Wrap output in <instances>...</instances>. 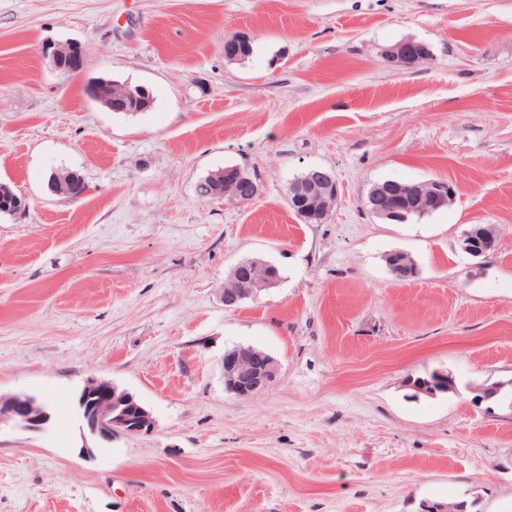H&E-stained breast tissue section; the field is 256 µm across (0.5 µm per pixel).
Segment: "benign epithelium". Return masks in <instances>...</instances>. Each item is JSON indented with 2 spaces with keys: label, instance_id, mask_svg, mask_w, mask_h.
Masks as SVG:
<instances>
[{
  "label": "benign epithelium",
  "instance_id": "obj_1",
  "mask_svg": "<svg viewBox=\"0 0 512 512\" xmlns=\"http://www.w3.org/2000/svg\"><path fill=\"white\" fill-rule=\"evenodd\" d=\"M413 46V41L405 40L383 50L382 55L389 63L409 67L420 58L418 52H410ZM45 53L57 69L66 57L76 59L77 66H82L83 50L77 43L57 46L48 44ZM383 194L382 188L373 193L375 204L369 212L380 219L402 221L412 211L447 205L451 188L442 181H430L416 187L410 191L413 205L405 207L402 212L393 205L384 206ZM292 195L296 211L304 221L323 224L336 204V180L330 172L314 168L304 180L295 184ZM460 246L474 258L494 251L497 246L494 225H472L463 233ZM231 278L245 284V287L232 285L224 289L221 300L226 309H236L245 300L257 298L261 291L273 287L277 281L276 275L270 271V265L260 260L238 264L233 268ZM221 371L225 390L240 398H248L276 381L279 364L273 356L262 350L238 346L224 353ZM76 406L88 432L104 440L112 439L116 433L142 434L155 428L152 414L130 392L96 377L86 379L77 396ZM50 420L48 407L18 394L0 395V424L13 422L27 429L40 430Z\"/></svg>",
  "mask_w": 512,
  "mask_h": 512
}]
</instances>
